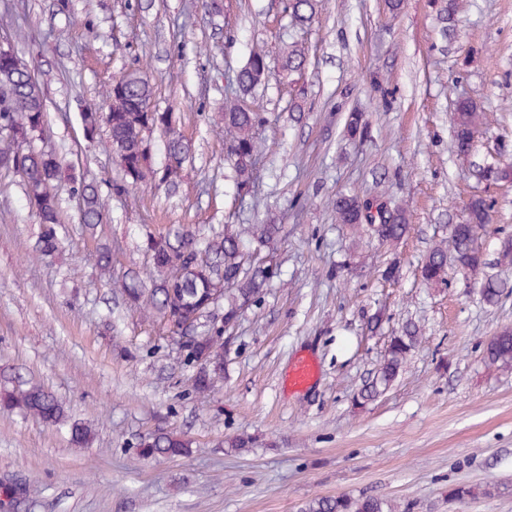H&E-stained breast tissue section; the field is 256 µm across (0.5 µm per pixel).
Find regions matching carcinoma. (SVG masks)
Here are the masks:
<instances>
[{"instance_id":"carcinoma-1","label":"carcinoma","mask_w":512,"mask_h":512,"mask_svg":"<svg viewBox=\"0 0 512 512\" xmlns=\"http://www.w3.org/2000/svg\"><path fill=\"white\" fill-rule=\"evenodd\" d=\"M313 0H288V11L298 24L309 22L313 16ZM266 55L253 50L246 64L236 75L239 90L247 94L259 85L266 74ZM13 95L9 112H0V169L19 176L25 194L40 224L37 249L42 254L57 250V226L62 223L59 206V183L62 164L55 154L43 149H30L22 158L16 157L18 140L34 139L44 130L47 118L43 88L29 65H18L0 54V90ZM152 88L146 78L128 71L115 79L107 90L106 116L87 109L80 121L84 137L92 141L101 122H106L112 149L118 159L121 177L112 183V190L126 193L145 182H160L177 191L182 183L184 164L189 147L177 135L176 121L170 112L150 109ZM262 121L260 114L240 103L224 112V131L230 136V155L234 158L236 184L246 188L252 184L253 165L260 150L253 130ZM484 124V112L478 103L461 97L455 104L452 145L459 154L470 151L474 136ZM346 132L359 139L368 137L369 122L359 112L347 113ZM159 130L168 137L167 159L156 168L152 156V134ZM81 196V222L89 227L102 223L103 205L98 186L84 183ZM336 220L352 228L368 227L377 237L391 245L404 239L411 230L407 212L400 206H390L380 199H360L340 194L333 202ZM493 202L483 196L471 197L466 205L467 222L453 224L448 240L426 254L421 274L429 283L445 281L448 255H453L463 268L485 265L476 246L475 230L490 222ZM281 231L279 224H253L239 230L233 224L224 225V234L199 247L194 233L176 227L147 236V251L152 263L151 286L138 280L123 285L128 299L144 311H154L162 319L193 323L206 309L213 297L224 302V321L238 320L245 309L261 301L274 277L270 267L250 264L245 260L246 244L266 248L274 245ZM222 331L200 329L190 351L189 362L202 360L195 378V389L205 393L213 390L224 375V343L218 337ZM420 342V329L408 322L399 334L391 337L382 363L373 378L358 395L364 404L383 395L407 361L410 352ZM483 359L489 368H512V328L506 327L492 336L483 347ZM0 402L16 407L25 414L51 426H69L76 443L87 440L88 429L68 423L63 403L51 392L27 382L11 379L0 384ZM190 442L174 431L159 429L140 443V455L146 458L178 457L188 453ZM35 486L26 481L5 482L0 485L3 502L14 507L30 498ZM301 512H396V506L380 496L348 495L316 496L305 502Z\"/></svg>"}]
</instances>
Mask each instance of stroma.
I'll use <instances>...</instances> for the list:
<instances>
[{
	"label": "stroma",
	"mask_w": 512,
	"mask_h": 512,
	"mask_svg": "<svg viewBox=\"0 0 512 512\" xmlns=\"http://www.w3.org/2000/svg\"><path fill=\"white\" fill-rule=\"evenodd\" d=\"M447 3L401 0L392 12L383 0H315L301 26L286 0H0L15 19L0 36L46 95L47 129L34 145L97 184L105 210L86 228L78 195L62 184L63 249L41 255L20 179L0 172V379L44 387L91 431L79 446L68 429L0 406V480L38 489L19 512H299L311 497L339 494L383 496L400 512H512V369L482 359L486 341L512 327V261L500 257L512 188L478 172L512 162V0H463L448 38ZM291 45L307 58L292 75ZM256 46L266 77L244 96L235 76ZM131 70L191 146L182 190L111 192L119 166L107 131L82 137L79 112L106 111V89ZM461 95L485 114L465 157L452 148ZM240 98L263 117L245 191L224 136V107ZM353 110L370 123L367 140L345 133ZM341 193L404 207L410 234L388 246L337 223ZM475 194L495 202L478 239L484 276L452 266L445 283L424 282L426 253ZM269 222L281 226L278 274L225 333L223 381L196 393V367L121 284L149 281V233L182 224L205 240L228 224ZM390 266L397 280L383 279ZM488 275L504 287L494 304L481 295ZM408 321L422 339L402 373L356 405ZM301 353L319 375L294 393L281 380ZM160 428L184 434L189 455L139 457L138 443ZM239 436L252 446L234 447ZM458 485L474 497L449 499Z\"/></svg>",
	"instance_id": "35a3bbf8"
}]
</instances>
